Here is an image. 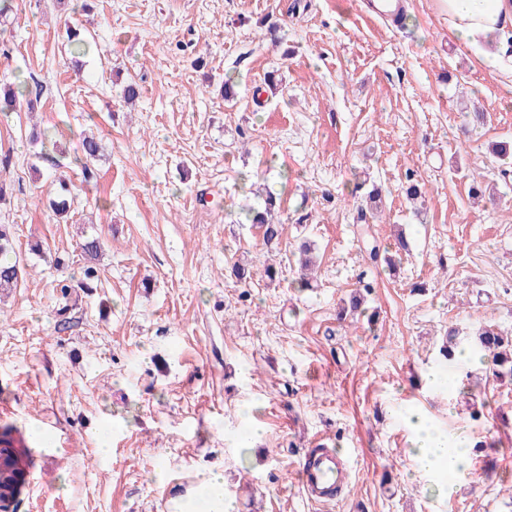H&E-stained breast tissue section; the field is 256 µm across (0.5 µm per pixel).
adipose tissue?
Returning <instances> with one entry per match:
<instances>
[{
  "instance_id": "obj_1",
  "label": "adipose tissue",
  "mask_w": 512,
  "mask_h": 512,
  "mask_svg": "<svg viewBox=\"0 0 512 512\" xmlns=\"http://www.w3.org/2000/svg\"><path fill=\"white\" fill-rule=\"evenodd\" d=\"M447 14L455 36L471 47L480 62L492 69L502 68L503 48L512 30V0H437ZM412 450L419 469L431 476L443 491L454 490V478L465 463V442L437 429L426 417L411 423ZM172 512H235L226 492L224 475L208 471L195 478L185 495L172 501Z\"/></svg>"
}]
</instances>
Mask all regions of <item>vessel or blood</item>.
I'll return each instance as SVG.
<instances>
[{
    "instance_id": "1",
    "label": "vessel or blood",
    "mask_w": 512,
    "mask_h": 512,
    "mask_svg": "<svg viewBox=\"0 0 512 512\" xmlns=\"http://www.w3.org/2000/svg\"><path fill=\"white\" fill-rule=\"evenodd\" d=\"M349 473L346 462L326 448L307 449L299 465L301 486L308 499L318 504L336 501Z\"/></svg>"
}]
</instances>
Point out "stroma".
I'll list each match as a JSON object with an SVG mask.
<instances>
[{"label":"stroma","instance_id":"1","mask_svg":"<svg viewBox=\"0 0 512 512\" xmlns=\"http://www.w3.org/2000/svg\"><path fill=\"white\" fill-rule=\"evenodd\" d=\"M405 3L403 27L362 0H90L78 14L15 0L0 18V79L46 86L37 111L0 123V224L23 268L0 298V426L33 456L16 512H167L181 479L209 469L238 512H512V383L439 354L451 326L467 348L480 326L512 330V175L492 153L512 140V70L482 65L436 0ZM90 134L102 150L88 182L75 158ZM62 178L64 219L50 206ZM475 182L489 190L479 201ZM375 185V237L409 243L393 269L356 225ZM266 190L286 227L272 250L245 220ZM304 236L316 266L301 291ZM236 263L251 282L231 277ZM88 266L89 287L61 291ZM363 280L364 316L341 318ZM433 369L453 383L427 384ZM246 406L264 433L241 448ZM412 412L499 451L472 452L438 493L409 452ZM318 444L353 466L343 498L322 505L298 480Z\"/></svg>","mask_w":512,"mask_h":512}]
</instances>
